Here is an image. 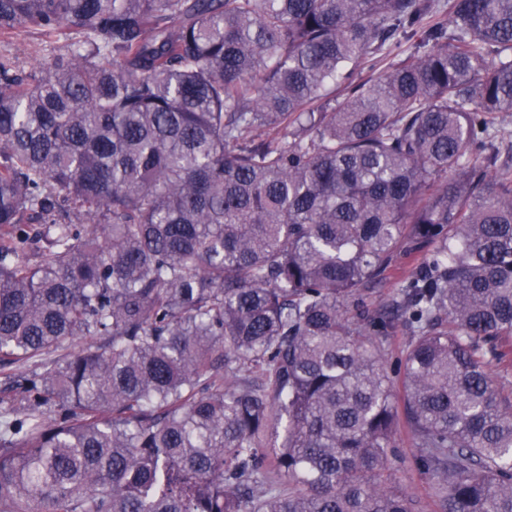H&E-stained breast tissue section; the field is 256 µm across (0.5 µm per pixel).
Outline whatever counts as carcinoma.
<instances>
[{
    "label": "carcinoma",
    "mask_w": 512,
    "mask_h": 512,
    "mask_svg": "<svg viewBox=\"0 0 512 512\" xmlns=\"http://www.w3.org/2000/svg\"><path fill=\"white\" fill-rule=\"evenodd\" d=\"M0 39L57 43L0 55V368L91 338L0 398V512H415L403 426L443 512H512V0H0ZM38 55L31 53L24 44L15 41L0 40V55H9L17 57L20 68L24 71H30L34 65L43 57L47 56L57 44L47 43ZM426 249L412 250L399 256L384 273L383 279L376 286L373 300L376 304L386 302L397 289L398 283L412 274L421 263Z\"/></svg>",
    "instance_id": "obj_1"
}]
</instances>
